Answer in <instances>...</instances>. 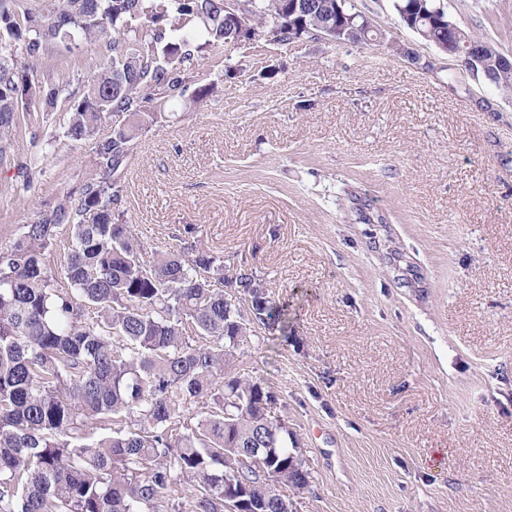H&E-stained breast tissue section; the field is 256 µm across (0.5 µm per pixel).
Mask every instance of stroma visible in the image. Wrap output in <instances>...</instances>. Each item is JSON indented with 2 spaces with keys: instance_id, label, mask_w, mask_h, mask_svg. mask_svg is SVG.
<instances>
[{
  "instance_id": "1",
  "label": "stroma",
  "mask_w": 512,
  "mask_h": 512,
  "mask_svg": "<svg viewBox=\"0 0 512 512\" xmlns=\"http://www.w3.org/2000/svg\"><path fill=\"white\" fill-rule=\"evenodd\" d=\"M385 47L265 39L207 50L121 172L146 253L179 240L263 281L281 309L231 372L271 389L300 439L293 512H512V97L354 0ZM512 56V0H448ZM96 43L52 72L83 96ZM310 101L299 109L300 101ZM23 114L0 163V250L79 195L92 142ZM358 192L383 224H363Z\"/></svg>"
}]
</instances>
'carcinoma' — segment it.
Returning <instances> with one entry per match:
<instances>
[{"instance_id": "1", "label": "carcinoma", "mask_w": 512, "mask_h": 512, "mask_svg": "<svg viewBox=\"0 0 512 512\" xmlns=\"http://www.w3.org/2000/svg\"><path fill=\"white\" fill-rule=\"evenodd\" d=\"M239 5L245 29L233 32L224 0H0L1 160L20 106L58 104L62 88L41 69L112 31L64 131L94 142L97 171L0 252V512H292L274 486L309 482L274 393L228 371L254 325L278 317L262 280L192 244L145 259L119 208L116 173L157 123L150 104L185 96L203 50L377 35L348 0ZM438 6L391 0L442 53L479 47L477 74L511 93L512 63ZM62 224L71 243L53 275L45 253Z\"/></svg>"}]
</instances>
